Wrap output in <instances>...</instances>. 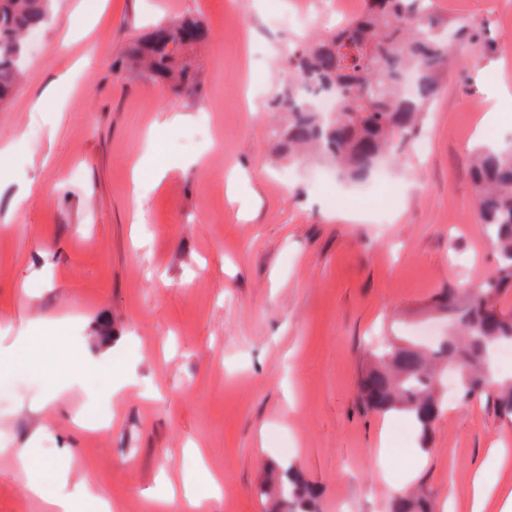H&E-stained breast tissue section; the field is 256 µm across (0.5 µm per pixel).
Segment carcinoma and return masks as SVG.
Returning <instances> with one entry per match:
<instances>
[{"label": "carcinoma", "mask_w": 512, "mask_h": 512, "mask_svg": "<svg viewBox=\"0 0 512 512\" xmlns=\"http://www.w3.org/2000/svg\"><path fill=\"white\" fill-rule=\"evenodd\" d=\"M51 2L0 0V105L11 96L26 65L25 35L43 26ZM440 28L430 0H365L357 17L314 44L295 46L294 78L336 98L337 111L322 119L299 91L292 92L288 148H315L351 180L369 176L381 158L396 160L439 91V72L458 47L470 48L479 41L473 28H450L446 34ZM208 38L201 18L163 25L148 42L135 46L133 56L157 82L192 90L197 75L186 51ZM473 177L479 189L478 213L497 251L496 271L463 302L448 291V337L430 354L412 340L388 344L375 352L377 364L360 382V396L368 407L405 412L424 439L443 404L430 356L457 372L462 400L491 396L500 412L512 417V384L483 371L491 347L512 339V314L500 305L504 286L512 284V146L478 152ZM284 477L274 512H311L294 467H286Z\"/></svg>", "instance_id": "carcinoma-1"}]
</instances>
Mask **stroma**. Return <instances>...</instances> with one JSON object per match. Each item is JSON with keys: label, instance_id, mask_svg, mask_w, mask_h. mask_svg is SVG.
<instances>
[{"label": "stroma", "instance_id": "obj_1", "mask_svg": "<svg viewBox=\"0 0 512 512\" xmlns=\"http://www.w3.org/2000/svg\"><path fill=\"white\" fill-rule=\"evenodd\" d=\"M53 0L39 46L0 106V346L31 322L57 332L0 373V512H46L26 483L70 470L88 512L157 506L163 478L208 471L198 512H268L273 467L316 489L318 512H390L398 493L429 512H470L478 471L512 452V417L477 397L444 408L428 438L398 412L365 409L375 342L448 319L438 300L497 266L476 209L474 151L512 140L484 117L512 87V0H432L481 44L451 59L417 137L384 182L350 184L280 149L289 53L362 0ZM203 15L195 92L126 66L159 22ZM73 71L57 93L46 89ZM187 121L159 127L162 111ZM103 371L70 380L64 357ZM136 382L111 394L109 370ZM390 428L391 456L377 454ZM417 467L414 479L406 471Z\"/></svg>", "mask_w": 512, "mask_h": 512}]
</instances>
